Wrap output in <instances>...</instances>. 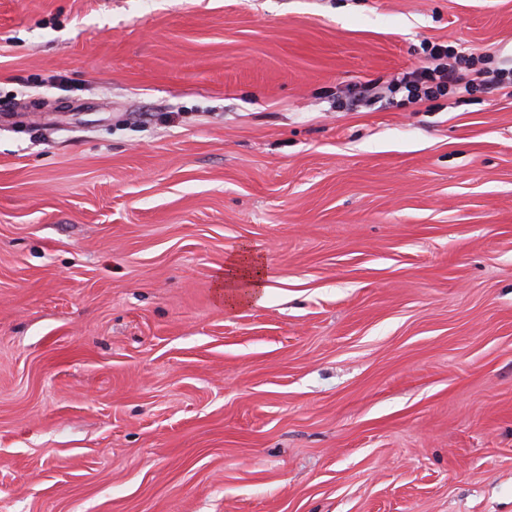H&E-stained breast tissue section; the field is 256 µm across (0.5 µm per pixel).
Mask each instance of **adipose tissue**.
<instances>
[{"label": "adipose tissue", "instance_id": "1", "mask_svg": "<svg viewBox=\"0 0 512 512\" xmlns=\"http://www.w3.org/2000/svg\"><path fill=\"white\" fill-rule=\"evenodd\" d=\"M266 278L260 259L251 252H240L224 264V272L219 279L220 297L230 308L262 302Z\"/></svg>", "mask_w": 512, "mask_h": 512}]
</instances>
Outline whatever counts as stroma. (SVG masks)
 I'll return each mask as SVG.
<instances>
[{
    "label": "stroma",
    "instance_id": "1",
    "mask_svg": "<svg viewBox=\"0 0 512 512\" xmlns=\"http://www.w3.org/2000/svg\"><path fill=\"white\" fill-rule=\"evenodd\" d=\"M425 40L512 0H0V512H512V97L342 106ZM267 273L260 259L251 252L243 251L228 258L224 264V274L220 276L218 288L224 305L236 308L261 303L267 288Z\"/></svg>",
    "mask_w": 512,
    "mask_h": 512
}]
</instances>
